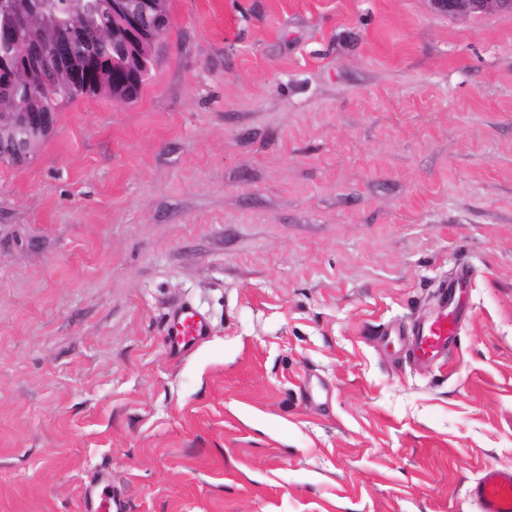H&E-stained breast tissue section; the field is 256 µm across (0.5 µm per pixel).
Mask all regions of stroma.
<instances>
[{
	"mask_svg": "<svg viewBox=\"0 0 512 512\" xmlns=\"http://www.w3.org/2000/svg\"><path fill=\"white\" fill-rule=\"evenodd\" d=\"M168 10L137 100L0 162V512H83L103 471L129 512H479L512 467V15ZM184 305L211 332L178 357ZM458 331L456 318L448 317V311L424 323H420L413 331L417 336L413 346V354L419 357H433L448 347V340ZM479 512H512V468L489 467L469 488Z\"/></svg>",
	"mask_w": 512,
	"mask_h": 512,
	"instance_id": "obj_1",
	"label": "stroma"
}]
</instances>
